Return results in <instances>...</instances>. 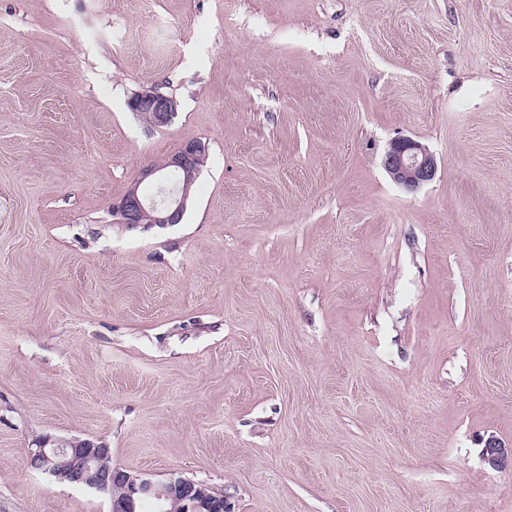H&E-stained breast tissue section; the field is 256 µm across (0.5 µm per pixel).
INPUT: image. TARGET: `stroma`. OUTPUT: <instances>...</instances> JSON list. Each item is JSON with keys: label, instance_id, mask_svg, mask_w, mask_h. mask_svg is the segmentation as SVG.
Returning <instances> with one entry per match:
<instances>
[{"label": "stroma", "instance_id": "obj_1", "mask_svg": "<svg viewBox=\"0 0 512 512\" xmlns=\"http://www.w3.org/2000/svg\"><path fill=\"white\" fill-rule=\"evenodd\" d=\"M196 140L182 222L114 223ZM45 436L231 512H512V0H0V512H112ZM127 106L131 112L148 116L151 125L163 127L169 125L177 115V103L172 98L153 88L133 94ZM383 165L390 178L410 192L431 182L437 172L435 156L410 137H399L390 143Z\"/></svg>", "mask_w": 512, "mask_h": 512}]
</instances>
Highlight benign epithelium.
I'll use <instances>...</instances> for the list:
<instances>
[{"instance_id": "obj_1", "label": "benign epithelium", "mask_w": 512, "mask_h": 512, "mask_svg": "<svg viewBox=\"0 0 512 512\" xmlns=\"http://www.w3.org/2000/svg\"><path fill=\"white\" fill-rule=\"evenodd\" d=\"M127 106L132 112L147 115L155 127L169 125L177 115L176 101L153 88L133 94ZM206 155L204 143L190 141L162 163L143 168L137 182L112 205L113 223L131 227L181 223L191 187L201 172L200 161ZM383 165L390 178L410 192L431 182L437 172L435 156L410 137H399L390 143ZM145 181L154 185L153 194L140 192V185ZM109 456L110 449L104 444L43 438L30 452V467L58 481L109 495L112 512H136L137 501L145 497L168 501L172 508L182 512H228L224 496L203 484L182 477L155 482L134 476L108 466ZM483 456L499 469L508 457V450L499 441L490 439ZM117 490L122 494L116 495Z\"/></svg>"}]
</instances>
